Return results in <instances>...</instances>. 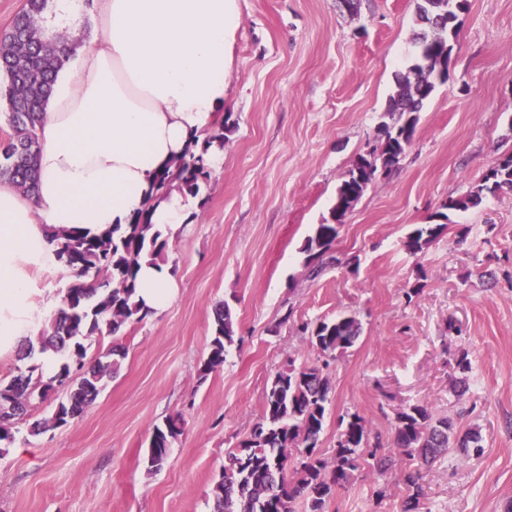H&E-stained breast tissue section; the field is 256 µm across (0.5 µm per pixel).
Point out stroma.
<instances>
[{"instance_id":"35a3bbf8","label":"stroma","mask_w":512,"mask_h":512,"mask_svg":"<svg viewBox=\"0 0 512 512\" xmlns=\"http://www.w3.org/2000/svg\"><path fill=\"white\" fill-rule=\"evenodd\" d=\"M240 23L221 116L224 165L202 186L194 218L166 237L179 271L159 317L128 326L126 356L83 415L40 436L33 401L0 445V512H211V490L261 414L273 376L317 351L296 326L356 315L362 333L332 362L319 441L364 416L390 444L397 412L421 405L479 430L482 453L450 449L422 471L421 512L512 506V191L445 211L512 153V0H466L448 78L420 113L390 175L347 214L336 257L309 279L302 246L327 217L356 158L374 147L397 78L415 62L417 0H237ZM447 229L425 252L417 224ZM228 304L235 341L207 376L199 367L213 311ZM471 369L461 373L458 361ZM179 415L168 460L147 470L153 426ZM398 472L357 471L328 512H401ZM447 228V224H417L408 233L405 246L413 254L423 252Z\"/></svg>"}]
</instances>
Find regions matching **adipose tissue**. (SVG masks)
I'll return each mask as SVG.
<instances>
[{
	"label": "adipose tissue",
	"instance_id": "adipose-tissue-1",
	"mask_svg": "<svg viewBox=\"0 0 512 512\" xmlns=\"http://www.w3.org/2000/svg\"><path fill=\"white\" fill-rule=\"evenodd\" d=\"M101 40L76 48L58 75L39 128L38 175L23 195L0 183V356L14 352L37 316L29 267L54 264L49 227L98 232L148 214L177 232L195 208L178 192L148 206L174 159L200 148L224 104L226 41L236 0H92ZM170 266L142 265L135 299L148 316L175 296Z\"/></svg>",
	"mask_w": 512,
	"mask_h": 512
}]
</instances>
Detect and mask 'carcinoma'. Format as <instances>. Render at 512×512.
Listing matches in <instances>:
<instances>
[{
	"instance_id": "obj_1",
	"label": "carcinoma",
	"mask_w": 512,
	"mask_h": 512,
	"mask_svg": "<svg viewBox=\"0 0 512 512\" xmlns=\"http://www.w3.org/2000/svg\"><path fill=\"white\" fill-rule=\"evenodd\" d=\"M54 0H26L19 21L0 38V74L7 85L0 96L6 100L5 117L13 134L0 150V180L23 192L33 190L37 179L38 127L48 106L52 85L69 59L71 33L45 25ZM422 26L415 36L418 52L430 65L415 63L410 74L397 79V90L389 99L380 125L381 138L373 148L368 166L390 173L410 146L426 101L436 87V73L444 47L455 36L448 24V0H421L417 6ZM224 124L218 134L206 140L199 152L183 156L174 169L165 173L156 186V196L165 198L173 189L198 195L208 182L211 170L207 153L213 143L224 145ZM372 182L366 169L350 168L336 192L329 217L315 225L303 246L310 277L318 276L315 261H336L331 254L339 235L336 218H345L347 209L360 199ZM512 189V154L502 158L466 197L450 199L446 208L466 210L481 203L487 193ZM447 228L445 224H417L408 233L405 246L413 254L424 251ZM56 262L78 279H89L92 287L78 282L70 286L63 306L39 331L37 343H29L26 356L34 348L40 353L69 352L68 361L49 381L28 372L0 380V442L13 441V426L28 413L34 398L60 391L63 399L48 418L29 423L28 432L37 436L64 426L80 417L99 396L114 363L96 361L86 365L82 340L107 329L110 334L143 319L135 301L136 278L141 262L156 263L167 240L145 216L125 228L99 233L83 227L52 231ZM300 333L319 353L322 363H303L279 371L266 388L263 414L237 449L225 455L224 471L212 488L213 512H295L299 502L305 512H327L336 488L350 483L363 467L384 474L403 472L405 499L402 512H417L423 487L421 469L450 448L482 451L481 435L475 429L463 433L445 417L434 416L426 407L413 405L396 415L390 449L381 447L364 417L357 413L340 422L336 448L331 458L318 450L324 430L332 386L324 369L329 361L346 353L359 339L362 327L355 315L340 313L333 319L305 322ZM234 342V321L229 305L214 309L210 351L200 368L207 376L224 363L226 346ZM184 420L170 418L153 427L147 469L160 470L167 461L172 442L183 431Z\"/></svg>"
}]
</instances>
